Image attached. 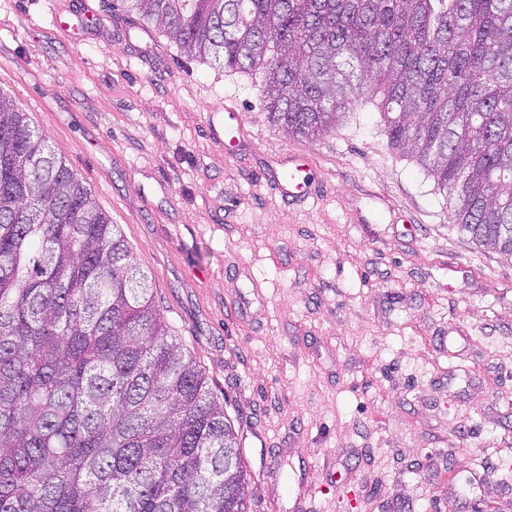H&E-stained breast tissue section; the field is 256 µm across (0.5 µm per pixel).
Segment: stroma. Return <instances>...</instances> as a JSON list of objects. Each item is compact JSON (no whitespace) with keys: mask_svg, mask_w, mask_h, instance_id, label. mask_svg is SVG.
Returning a JSON list of instances; mask_svg holds the SVG:
<instances>
[{"mask_svg":"<svg viewBox=\"0 0 512 512\" xmlns=\"http://www.w3.org/2000/svg\"><path fill=\"white\" fill-rule=\"evenodd\" d=\"M75 2L0 0V91L118 224L208 374L248 512L301 494L313 512H512V260L452 226L378 101L293 138L258 77L111 0L76 22ZM226 125L245 134L233 154ZM292 152L319 182L301 202L271 178Z\"/></svg>","mask_w":512,"mask_h":512,"instance_id":"1","label":"stroma"}]
</instances>
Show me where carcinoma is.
I'll use <instances>...</instances> for the list:
<instances>
[{"label":"carcinoma","mask_w":512,"mask_h":512,"mask_svg":"<svg viewBox=\"0 0 512 512\" xmlns=\"http://www.w3.org/2000/svg\"><path fill=\"white\" fill-rule=\"evenodd\" d=\"M316 138L381 96L451 223L512 259V0H116ZM241 448L117 225L0 92V512H247Z\"/></svg>","instance_id":"obj_1"}]
</instances>
